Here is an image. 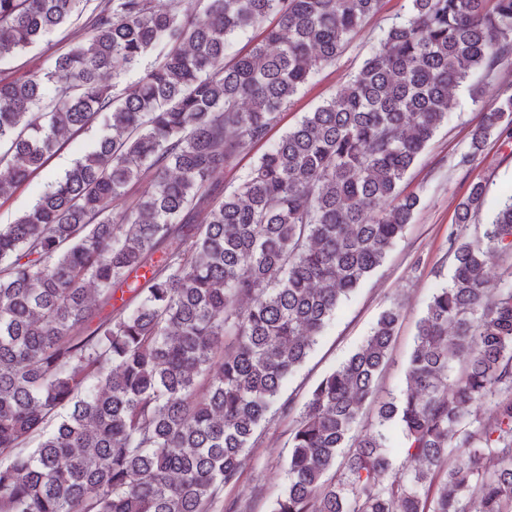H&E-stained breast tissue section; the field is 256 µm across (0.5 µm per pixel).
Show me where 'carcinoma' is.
Instances as JSON below:
<instances>
[{"mask_svg":"<svg viewBox=\"0 0 512 512\" xmlns=\"http://www.w3.org/2000/svg\"><path fill=\"white\" fill-rule=\"evenodd\" d=\"M379 4L0 0V64L77 29L44 75L0 78V201L103 124L0 225V512H213L275 414L296 420L273 512H512V289L483 261L512 252V192L475 237L486 184L458 203L403 389L379 396L394 304L304 401L283 397L410 223L400 185L452 88L480 101L512 57V0H411L342 91L224 185ZM155 52L137 84L102 83ZM496 133L512 135V92L481 107L460 164Z\"/></svg>","mask_w":512,"mask_h":512,"instance_id":"carcinoma-1","label":"carcinoma"}]
</instances>
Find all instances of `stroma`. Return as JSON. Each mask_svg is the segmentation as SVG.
<instances>
[{"label": "stroma", "mask_w": 512, "mask_h": 512, "mask_svg": "<svg viewBox=\"0 0 512 512\" xmlns=\"http://www.w3.org/2000/svg\"><path fill=\"white\" fill-rule=\"evenodd\" d=\"M409 7V0H381L378 12L367 18L335 62L323 66L283 110L272 139H279L306 113L314 111L344 88L377 46L383 31ZM65 45V34L54 31L21 54L0 75L12 78L48 70ZM456 104L416 159L404 182L405 192L417 195L413 219L383 263L347 299L320 334L312 352L290 376L286 392L305 398L312 387L335 369L369 335L382 310L392 303L402 307V322L392 343L391 362L380 380L384 390L398 392L405 385V363L412 350L416 325L424 315L434 287L450 275L448 232L455 223L456 207L470 183L483 181L487 203L472 220L468 232H482L496 213L504 193L512 188V140L491 138L485 150L466 166L460 157L468 150L469 131L479 105L468 85L455 91ZM92 134L69 140L51 159L48 168L0 202V225L13 223L27 210L49 177L63 174L92 141ZM292 418H274L259 428L255 446L235 485L224 497L238 500L241 512H271L287 484L286 457Z\"/></svg>", "instance_id": "stroma-1"}]
</instances>
